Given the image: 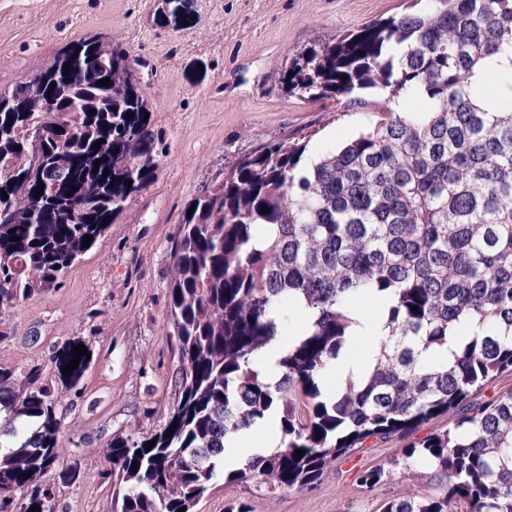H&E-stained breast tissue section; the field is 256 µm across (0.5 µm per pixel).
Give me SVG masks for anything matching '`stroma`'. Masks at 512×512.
Instances as JSON below:
<instances>
[{"label":"stroma","instance_id":"stroma-1","mask_svg":"<svg viewBox=\"0 0 512 512\" xmlns=\"http://www.w3.org/2000/svg\"><path fill=\"white\" fill-rule=\"evenodd\" d=\"M415 10V0H0V88L27 80L80 39L122 43L141 62L135 75L158 153L154 181L60 286L0 312V329L10 333L0 340L1 366H37L51 377L58 343L79 338L91 348L81 383L60 392L66 413L58 451L79 477L72 485L54 473L39 480L53 490L57 512H112L107 444L120 432L153 436L178 401L169 291L185 206L264 144L309 133L319 152L371 121V113L332 98L286 96L279 73L311 41ZM402 445L370 439L301 492L221 483L193 512H224L235 500L252 512H379L385 499L416 484L415 472L395 469L371 491L356 475L388 464Z\"/></svg>","mask_w":512,"mask_h":512}]
</instances>
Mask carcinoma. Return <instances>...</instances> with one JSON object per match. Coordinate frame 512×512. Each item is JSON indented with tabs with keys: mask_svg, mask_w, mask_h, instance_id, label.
<instances>
[{
	"mask_svg": "<svg viewBox=\"0 0 512 512\" xmlns=\"http://www.w3.org/2000/svg\"><path fill=\"white\" fill-rule=\"evenodd\" d=\"M506 50L512 0H429L422 12L316 40L279 74L290 96H340L377 119L311 165L308 140L266 144L192 199L173 241L169 295L180 397L155 443L112 437V512H192L219 481L312 489L331 462L393 436L407 440L400 456L359 471L360 486L384 484L400 465L431 473L428 487L380 512H512V391L474 401L512 373V58L499 65L495 98L480 82ZM134 63L123 47L88 37L0 89L9 101L0 207H18L0 224L1 310L58 286L89 251L84 236L95 245L155 177ZM402 96L426 109L397 110ZM42 131L46 166L35 171L29 141ZM377 296L391 305L373 366L325 396L323 375L352 341L354 306ZM300 301L312 329L281 353L272 385L253 362ZM464 321L472 332L450 362L441 352ZM77 345L65 340L53 356L67 389L90 364L82 356L62 373ZM59 406L40 368L0 367V512H56L34 477L75 481L76 466H62L57 451ZM450 412L452 426L412 437ZM271 416L280 446L226 469L228 434Z\"/></svg>",
	"mask_w": 512,
	"mask_h": 512,
	"instance_id": "1",
	"label": "carcinoma"
}]
</instances>
